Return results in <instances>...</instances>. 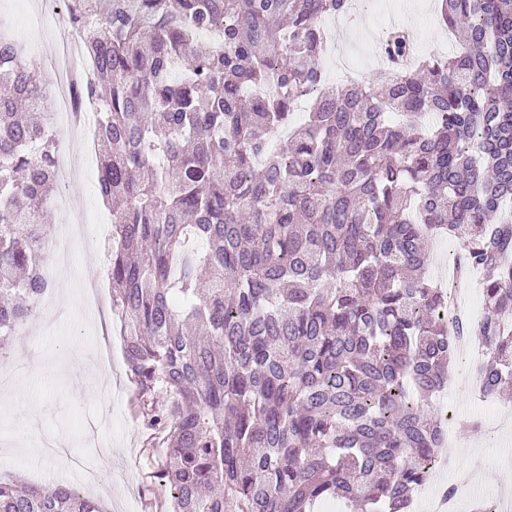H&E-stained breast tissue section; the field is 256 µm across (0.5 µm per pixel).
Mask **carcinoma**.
Masks as SVG:
<instances>
[{
	"mask_svg": "<svg viewBox=\"0 0 512 512\" xmlns=\"http://www.w3.org/2000/svg\"><path fill=\"white\" fill-rule=\"evenodd\" d=\"M65 2L93 62L76 105L102 107L112 312L172 512H408L451 333L484 344L485 397L512 386V0H440L452 53L331 91L320 19L348 0ZM386 39L409 56L406 31ZM50 87L0 38V351L48 288ZM437 235L483 273L474 327L425 275ZM0 512L104 510L0 482Z\"/></svg>",
	"mask_w": 512,
	"mask_h": 512,
	"instance_id": "obj_1",
	"label": "carcinoma"
}]
</instances>
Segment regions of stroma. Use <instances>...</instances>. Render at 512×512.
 Masks as SVG:
<instances>
[{
    "label": "stroma",
    "instance_id": "1",
    "mask_svg": "<svg viewBox=\"0 0 512 512\" xmlns=\"http://www.w3.org/2000/svg\"><path fill=\"white\" fill-rule=\"evenodd\" d=\"M63 0H0V33L14 37L18 9L44 16L39 38L26 40L28 60L43 67V53L57 35L53 9ZM379 34L360 22L339 25L336 42L356 46L367 64V77L383 74L375 60ZM87 141L70 128L58 130L57 152L63 157L60 177L67 185L55 195L48 222L51 230L65 222L66 212L81 208L96 224L111 210L97 189L96 175L82 166ZM58 252L68 253L70 275L55 286V305H39L35 317L18 331L5 357L11 373L0 377V481L53 486L67 483L87 489L106 512H147L146 499L156 500L158 512H168L167 487L155 483L157 460L146 457V431L132 408L136 387L130 379L110 388L103 367L101 344L114 346L115 366H123L120 325L111 315L112 281L108 276L107 245L92 235L58 240ZM468 363L455 359L448 377L454 391L448 405L456 427V443H469L468 453H455L446 484L460 482L470 471L480 472L479 492L494 496L512 492V421L498 415L512 403L501 396L480 401L464 384ZM480 418L485 434L474 438L464 427Z\"/></svg>",
    "mask_w": 512,
    "mask_h": 512
}]
</instances>
